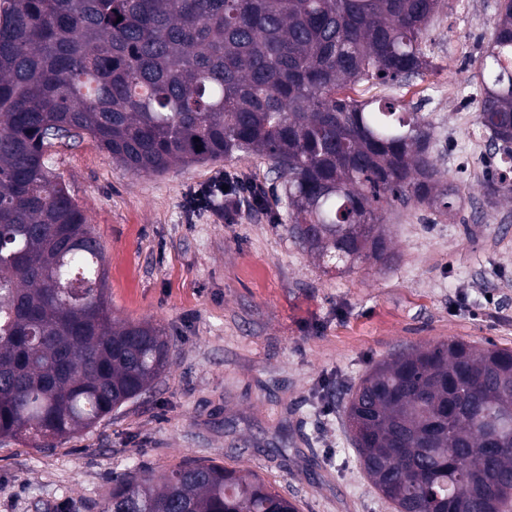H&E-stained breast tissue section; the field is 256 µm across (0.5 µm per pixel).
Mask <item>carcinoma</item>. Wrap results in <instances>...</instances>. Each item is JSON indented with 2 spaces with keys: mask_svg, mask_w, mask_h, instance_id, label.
Returning a JSON list of instances; mask_svg holds the SVG:
<instances>
[{
  "mask_svg": "<svg viewBox=\"0 0 512 512\" xmlns=\"http://www.w3.org/2000/svg\"><path fill=\"white\" fill-rule=\"evenodd\" d=\"M439 3L0 0V438L90 430L169 362L161 329L112 319L104 248L54 149L87 137L136 174L262 157L292 238L338 265H384L385 211L448 212L459 188L433 160L430 123L337 93L421 76ZM477 77V121L512 168V0ZM486 191L509 198L512 181ZM345 414L396 512L512 502V349L444 341L396 356ZM101 512L298 510L252 473L191 461L114 477Z\"/></svg>",
  "mask_w": 512,
  "mask_h": 512,
  "instance_id": "cac0c4a2",
  "label": "carcinoma"
}]
</instances>
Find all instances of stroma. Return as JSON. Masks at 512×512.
Instances as JSON below:
<instances>
[{"instance_id": "35a3bbf8", "label": "stroma", "mask_w": 512, "mask_h": 512, "mask_svg": "<svg viewBox=\"0 0 512 512\" xmlns=\"http://www.w3.org/2000/svg\"><path fill=\"white\" fill-rule=\"evenodd\" d=\"M499 3L441 0L429 70L348 92L430 121L434 162L460 188L452 213H385L388 265L323 273L289 237L281 205L188 209L219 175L270 187L259 158L135 175L89 139L60 151L55 167L105 248L113 316L160 328L170 362L90 431L45 448L0 441V512H99L126 468L160 473L190 459L259 474L299 512H394L351 442L350 390L375 364L441 341L512 348V204L484 195L495 149L472 102Z\"/></svg>"}]
</instances>
